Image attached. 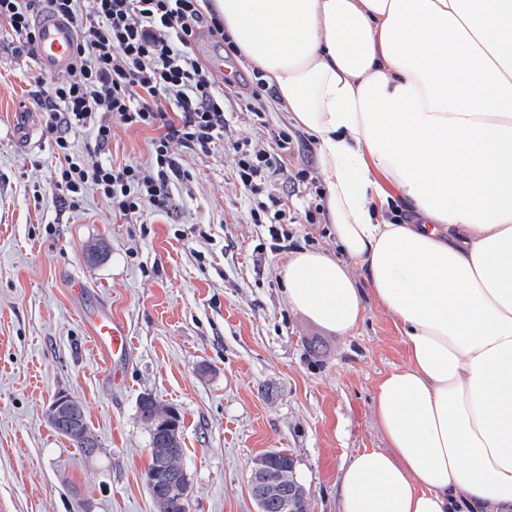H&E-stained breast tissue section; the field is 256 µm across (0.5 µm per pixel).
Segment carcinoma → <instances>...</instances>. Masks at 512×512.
<instances>
[{"label": "carcinoma", "instance_id": "obj_1", "mask_svg": "<svg viewBox=\"0 0 512 512\" xmlns=\"http://www.w3.org/2000/svg\"><path fill=\"white\" fill-rule=\"evenodd\" d=\"M72 413L50 421L53 430L67 438L75 447L87 455L97 448V441L88 425L81 404L70 400ZM165 410L154 398L147 395L140 399L141 420L147 426L150 435V463L145 476L159 477L149 488L157 512H188L186 503L168 491V473L163 467L167 462L173 466L180 465L184 448L181 441V423L178 416H172V425L160 428L154 425L159 413ZM275 470L288 472V485L266 493L263 498V512H284V500L291 501L294 508L306 502V493L301 483L294 479V459L284 450H274L263 456Z\"/></svg>", "mask_w": 512, "mask_h": 512}]
</instances>
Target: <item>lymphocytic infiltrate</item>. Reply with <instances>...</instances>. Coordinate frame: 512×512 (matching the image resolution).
Segmentation results:
<instances>
[{
    "mask_svg": "<svg viewBox=\"0 0 512 512\" xmlns=\"http://www.w3.org/2000/svg\"><path fill=\"white\" fill-rule=\"evenodd\" d=\"M41 12L65 20L79 36L67 79H37L44 130L58 153L54 186L60 197L75 206L91 188L126 218L148 208L173 214L179 207L174 188L192 174L172 152V143L207 156L224 139L230 93L192 49L206 32L221 37L226 56L237 55L221 18L203 14L198 0H0V24L8 25L18 53L31 60ZM117 124L154 131L147 164L91 161L74 151V132H90L101 150ZM275 145L271 154L246 140L235 151L238 180L253 200L251 217L266 225L279 250L294 218L266 179L291 152L287 132L276 135Z\"/></svg>",
    "mask_w": 512,
    "mask_h": 512,
    "instance_id": "obj_1",
    "label": "lymphocytic infiltrate"
}]
</instances>
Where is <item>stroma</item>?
<instances>
[{
	"mask_svg": "<svg viewBox=\"0 0 512 512\" xmlns=\"http://www.w3.org/2000/svg\"><path fill=\"white\" fill-rule=\"evenodd\" d=\"M37 93L0 30V512H157L138 410L147 393L180 418L189 512H258L251 469L275 449L293 456L310 512H340L347 460L387 445L374 396L383 374L405 363V345L370 292L349 336L289 307L280 271L290 250L273 249L253 222L234 151L244 138L274 148V132H289L292 152L271 179L295 216L293 248L338 258L325 211L307 217L327 187L316 138L276 98L261 100L262 126L231 99L223 142L183 157L192 180L178 188L177 219L149 209L129 219L92 189L74 208L60 199ZM153 136L115 127L100 156L146 162ZM100 239L107 254L87 262V245ZM73 276L88 288L84 303L107 306L127 328L121 386L81 320L84 303L68 294ZM60 394L82 404L94 454L50 427L47 408Z\"/></svg>",
	"mask_w": 512,
	"mask_h": 512,
	"instance_id": "35a3bbf8",
	"label": "stroma"
}]
</instances>
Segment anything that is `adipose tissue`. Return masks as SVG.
<instances>
[{
    "label": "adipose tissue",
    "mask_w": 512,
    "mask_h": 512,
    "mask_svg": "<svg viewBox=\"0 0 512 512\" xmlns=\"http://www.w3.org/2000/svg\"><path fill=\"white\" fill-rule=\"evenodd\" d=\"M319 141L344 256L293 253L289 306L339 335L362 269L407 349L341 512H512V0H210ZM389 179L407 224L387 215Z\"/></svg>",
    "instance_id": "ef3b65f1"
}]
</instances>
